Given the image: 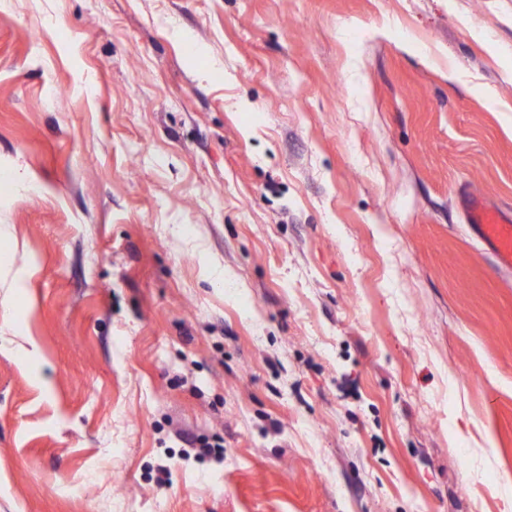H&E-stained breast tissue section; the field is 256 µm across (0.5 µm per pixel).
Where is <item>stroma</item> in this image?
Here are the masks:
<instances>
[{"instance_id":"1","label":"stroma","mask_w":512,"mask_h":512,"mask_svg":"<svg viewBox=\"0 0 512 512\" xmlns=\"http://www.w3.org/2000/svg\"><path fill=\"white\" fill-rule=\"evenodd\" d=\"M473 197L512 0H0V512H512Z\"/></svg>"}]
</instances>
